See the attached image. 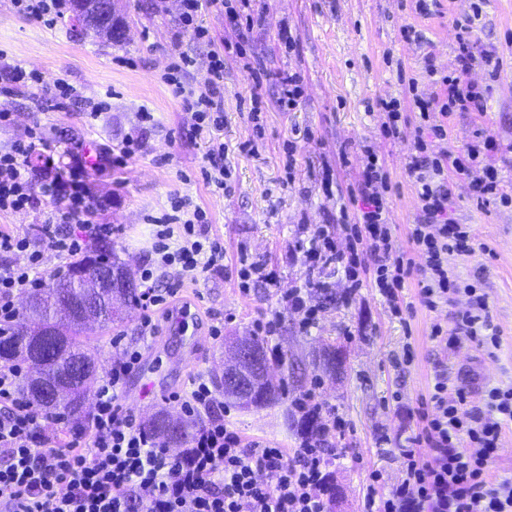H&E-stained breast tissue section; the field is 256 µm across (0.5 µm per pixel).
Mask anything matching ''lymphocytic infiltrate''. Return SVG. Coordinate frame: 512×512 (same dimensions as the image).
I'll list each match as a JSON object with an SVG mask.
<instances>
[{"instance_id": "obj_1", "label": "lymphocytic infiltrate", "mask_w": 512, "mask_h": 512, "mask_svg": "<svg viewBox=\"0 0 512 512\" xmlns=\"http://www.w3.org/2000/svg\"><path fill=\"white\" fill-rule=\"evenodd\" d=\"M235 9L224 0H180L179 27L199 41L209 31L198 22L203 6L226 13L238 21L250 10L252 0H238ZM456 67L439 75L427 63L428 76L437 78L444 94L424 99L413 96L412 105L432 135L445 139L447 130L436 114L453 109L483 112L487 93L464 77L474 63L499 70L493 50L480 49L472 38L470 18L454 20ZM170 64L163 80L182 99L196 132H210L203 155L206 184L222 191L230 174L224 163L227 146L219 132L224 128V54L209 55L211 81L202 88L185 86L183 79L197 64L179 42L170 45ZM40 123H33L24 138L0 150V214L34 208L39 197L54 200L45 223L30 231L0 228V253H26L23 265L0 263V327L14 323L17 300L41 287L38 276L43 248L74 256L90 242L112 234L108 224L96 222V207L83 180L82 162L69 172L31 166L34 153L50 151ZM407 164L416 186L422 223L412 225L414 257L403 260L394 249L393 229L386 222L389 174L371 149H364L361 191L364 207L354 223L345 225L350 240L340 250L335 238L317 230L309 239L308 255L323 264H341L352 288H359L358 268L372 263L371 276L380 296L394 314L414 306L433 312L454 306L466 296L467 306L453 325L434 322L430 337L440 351L461 342L499 347L500 330L489 311V296L476 283L462 281L448 267L449 254L469 255L474 238L469 225L456 223L449 213L448 175H473L477 204L512 198L500 194L496 168L481 166L477 150L459 156L447 150L428 153L417 142ZM150 258L140 270L144 286L138 298L145 315V333H153L151 314L177 297L188 281L207 279L224 266V244L210 233L206 210L189 198L175 196L170 210L154 219ZM417 281V303L406 302L403 289L408 279ZM142 359L136 347L123 350L96 390L88 420L73 425L68 440L43 430L51 413L38 410L21 388L23 372L15 366L0 367V512H329L323 488L326 466L333 454L323 435H306L293 460L283 449L263 441H244L223 417L212 415L216 394L205 375L192 378L179 394L186 415L208 412L189 448L170 453L137 426L120 401L129 374ZM428 407L420 413V427L408 448L402 449L403 477L390 493H378L379 472H372L365 495L364 512H512V477H496L492 462L499 449L501 431L512 423V385L488 386L478 401L448 395V370L436 365L428 393ZM473 450H461L462 442ZM265 480H258V473Z\"/></svg>"}]
</instances>
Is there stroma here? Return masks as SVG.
I'll list each match as a JSON object with an SVG mask.
<instances>
[{
  "instance_id": "35a3bbf8",
  "label": "stroma",
  "mask_w": 512,
  "mask_h": 512,
  "mask_svg": "<svg viewBox=\"0 0 512 512\" xmlns=\"http://www.w3.org/2000/svg\"><path fill=\"white\" fill-rule=\"evenodd\" d=\"M405 0H256L254 23L243 54L225 51L235 34L223 16L205 9L200 20L211 44L179 33V0H167L166 11L154 0H115L125 34L106 41L77 35L69 22L47 28L18 15L10 0H0V68L19 64L37 71L41 87L9 85L0 80V109L12 114L0 126V148L25 136L40 121L58 151L71 152L85 166L84 180L98 203L97 220L112 224V251L131 276L151 253V218L168 210L170 195L179 194L210 214L212 231L224 242V268L198 283H185L172 309H159L153 319L155 336L145 341L142 312L124 310L121 322L90 337L98 348L97 374L105 376L121 358L112 339L122 336L143 357L128 377L123 401L137 424L153 414L180 413L171 394L183 392L199 374L214 377L224 363L226 343L250 336L255 321L275 314L276 335L266 337L271 370L283 387L279 401L244 409L230 403L229 422L245 441L263 439L293 457L303 439L295 399L314 391L320 421L334 417L343 431L331 430L328 445L335 455L328 480L341 493L331 512H362L372 471L382 476V492L402 479L401 448L418 432L419 404L428 392L436 359L448 367V390L465 389L476 400L487 385L512 384V205L494 200L478 205L470 194L469 177L449 173L450 213L470 225L475 251L449 255L448 265L462 277H478L489 294L491 314L501 330V345L487 354L464 343L440 356L429 338L433 318L447 319V309L432 315L416 309L400 319L371 285L349 291L341 267H308L303 242L317 229L344 241L341 214L355 216L363 204L357 185L362 171V146H370L390 173L387 221L394 228L397 251L411 249L409 227L418 220L414 185L406 172L422 122L411 113L399 137L382 134L386 120L377 110L380 99L410 102L413 95L438 94L424 69L433 56L441 71H451L456 46L454 18L475 15L480 45L494 46L503 61L499 76L474 67L469 82L491 90L488 111L453 112L444 123L446 140L437 149L459 154L483 149L494 138L500 151H485L488 165L498 169L504 191L512 192V0H442L438 13L424 16L405 7ZM420 31L422 40H405L404 28ZM194 55L196 67L184 78L200 88L209 79L210 50H224V130L231 170L225 191L212 192L202 176L207 134L191 132L181 100L162 79L169 64L172 37ZM298 74L301 97L296 108L282 109L276 75ZM63 79L78 91L65 109L44 105L48 90ZM104 103L97 121L86 118L88 105ZM262 109L261 125L250 117L252 105ZM153 112L154 128L145 135L143 154L123 168L104 166L103 151L111 149L137 127L140 110ZM256 141L259 150L240 151ZM262 264L276 274L272 284L259 283L241 293L235 282L240 259ZM325 282L327 295H315L317 320L301 330V313L284 297L303 287L309 276ZM223 334L213 337V326ZM336 349L342 364L328 375L314 364L325 349ZM412 363L395 368L404 351Z\"/></svg>"
}]
</instances>
